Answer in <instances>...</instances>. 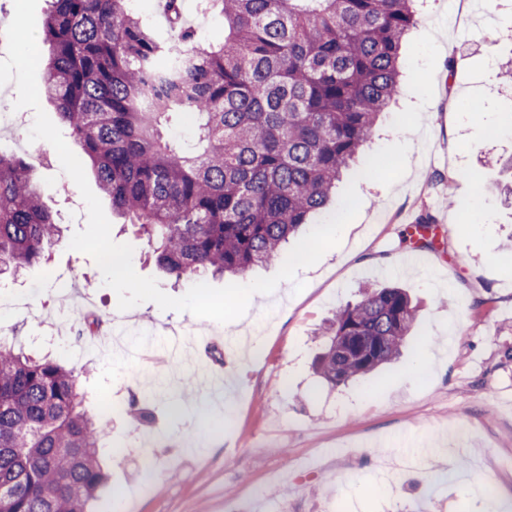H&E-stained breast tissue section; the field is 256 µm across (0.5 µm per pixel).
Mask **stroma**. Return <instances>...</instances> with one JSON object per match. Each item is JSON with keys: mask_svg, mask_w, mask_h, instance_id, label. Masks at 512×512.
Masks as SVG:
<instances>
[{"mask_svg": "<svg viewBox=\"0 0 512 512\" xmlns=\"http://www.w3.org/2000/svg\"><path fill=\"white\" fill-rule=\"evenodd\" d=\"M464 2L452 11L448 0H424L402 42L400 97L365 149L406 143L405 175L387 187L345 172L336 189L355 185L361 207L339 245L296 281L254 294L227 324L152 302L119 311L93 258L69 247L87 223L79 189L51 144L29 142L35 114L17 122L15 84L0 86V155L29 163L63 226L44 261L0 276V336L76 369L89 409L104 395L122 404L136 395L154 411L149 426L109 418L124 449L102 455L109 484L89 512H332L339 498L349 512H512V272L501 263L512 253V81L501 77L512 64V8ZM474 96L486 111H465ZM425 212L437 219L428 264L404 265L408 227ZM109 221L112 239L132 246L136 273L169 296L224 286L208 274L165 275L136 227ZM388 284L408 288L418 307L413 341L359 381L323 383L312 364L326 320L364 287ZM92 315L103 322L93 349L83 333ZM178 327L206 342L173 363L167 339ZM451 422L467 434L440 448ZM417 439L418 465L377 480ZM488 481L495 490L480 497Z\"/></svg>", "mask_w": 512, "mask_h": 512, "instance_id": "obj_1", "label": "stroma"}]
</instances>
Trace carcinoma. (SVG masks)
I'll return each instance as SVG.
<instances>
[{"label":"carcinoma","instance_id":"cac0c4a2","mask_svg":"<svg viewBox=\"0 0 512 512\" xmlns=\"http://www.w3.org/2000/svg\"><path fill=\"white\" fill-rule=\"evenodd\" d=\"M132 0H50L44 92L112 210L181 278L244 275L325 208L399 91L415 0H201L219 44L165 40ZM194 122L192 146L164 137ZM60 227L27 163L0 155V275ZM416 307L378 288L336 310L316 372L338 386L393 361ZM110 447L74 371L0 342V512H86Z\"/></svg>","mask_w":512,"mask_h":512}]
</instances>
